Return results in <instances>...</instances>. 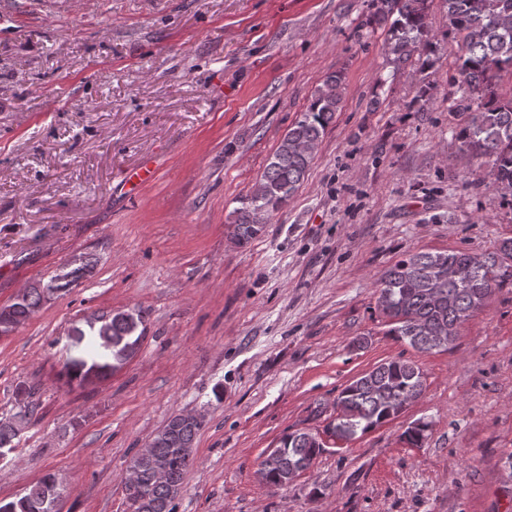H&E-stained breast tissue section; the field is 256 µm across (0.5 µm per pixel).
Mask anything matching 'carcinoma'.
I'll return each instance as SVG.
<instances>
[{
    "instance_id": "carcinoma-1",
    "label": "carcinoma",
    "mask_w": 512,
    "mask_h": 512,
    "mask_svg": "<svg viewBox=\"0 0 512 512\" xmlns=\"http://www.w3.org/2000/svg\"><path fill=\"white\" fill-rule=\"evenodd\" d=\"M378 21H391L388 46L393 63L401 66L422 58L430 45L427 38L428 0H380ZM448 26L459 45L455 59L454 84L448 95V112L461 118L456 138L479 164L489 167L490 183L512 207V97L500 98L495 78L504 69L512 70V0H444ZM342 75L326 77L309 106L288 129L251 192L233 212L232 235L244 246L260 235L275 212L287 205L310 169L314 154L299 145L318 143L333 121L341 101ZM512 239H504L489 253L466 251L408 252L385 269L378 279L377 306L388 319L387 334L420 352L433 350L435 336L452 343L462 325L480 311L495 289L512 286ZM89 271L81 260L68 272L27 289L14 302L0 309V335L23 324L54 294L68 292ZM142 312L119 311L96 318L90 325L98 337L101 356L112 357V368L120 367L135 352L145 329ZM425 391L420 367L401 357L386 360L347 384L336 397L343 417L329 423L340 437L352 440L397 418ZM33 417L25 408L18 415L0 419V448H16L22 425ZM202 423L178 414L153 438V451L167 459L166 481L153 479L151 463L134 456L130 464L140 470L144 503L140 512H175V490L183 484L192 457L180 452L194 447ZM429 423L418 420L403 433L413 447L422 445ZM324 451L318 433L295 430L284 433L268 456L269 484L284 487L298 467L309 468ZM47 474L18 500L16 512H54L48 498Z\"/></svg>"
}]
</instances>
